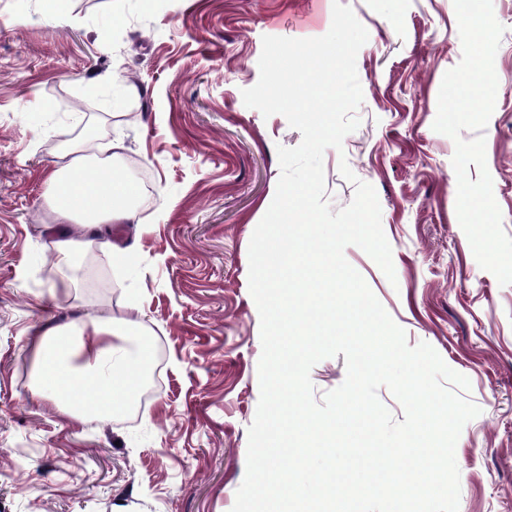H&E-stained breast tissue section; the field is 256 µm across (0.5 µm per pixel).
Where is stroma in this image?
I'll return each mask as SVG.
<instances>
[{
  "label": "stroma",
  "mask_w": 512,
  "mask_h": 512,
  "mask_svg": "<svg viewBox=\"0 0 512 512\" xmlns=\"http://www.w3.org/2000/svg\"><path fill=\"white\" fill-rule=\"evenodd\" d=\"M334 0H0V512H231L260 398V317L248 247L280 178L277 148L301 133L246 107L266 35L313 38ZM368 31L359 127L323 156L325 200L371 184L395 280L344 250L409 345L466 376L480 409L455 456L459 512H512V284L477 263L456 214L453 140L433 128L462 58L454 0H341ZM140 169L137 244L113 264L88 250L76 288L46 277V180L80 124ZM502 228L512 237V93L485 129ZM347 162L355 181L345 180ZM139 323L159 386L141 409L72 424L30 396L31 337L87 316Z\"/></svg>",
  "instance_id": "obj_1"
}]
</instances>
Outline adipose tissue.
I'll list each match as a JSON object with an SVG mask.
<instances>
[{
    "label": "adipose tissue",
    "mask_w": 512,
    "mask_h": 512,
    "mask_svg": "<svg viewBox=\"0 0 512 512\" xmlns=\"http://www.w3.org/2000/svg\"><path fill=\"white\" fill-rule=\"evenodd\" d=\"M47 183L48 211L62 227L50 248L59 269L79 265L82 249L104 244L113 225L138 221V188L111 158L86 160L59 153ZM67 224L79 226L81 237L64 232ZM33 353V396L83 424L111 419L134 401L148 374L151 344L132 320L91 318L73 323L68 331H42Z\"/></svg>",
    "instance_id": "obj_1"
}]
</instances>
